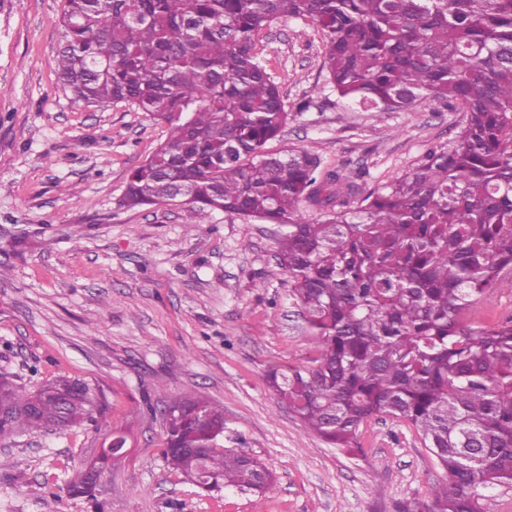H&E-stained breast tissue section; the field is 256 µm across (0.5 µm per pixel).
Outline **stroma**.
Masks as SVG:
<instances>
[{"mask_svg":"<svg viewBox=\"0 0 512 512\" xmlns=\"http://www.w3.org/2000/svg\"><path fill=\"white\" fill-rule=\"evenodd\" d=\"M64 0H0V226L29 229L0 253V372L34 389L59 376L93 389V422L0 438V512H91L64 473L112 431L129 452L105 474L106 512H425L446 472L405 422L376 416L353 448L307 431L267 381L317 355L279 265L277 227L204 211L186 231L182 200L127 208L129 171L168 137L128 103L63 91L55 57ZM257 49L293 114L270 151L306 149L323 168L362 173L364 190L453 142L466 114L426 98L367 110L326 82L321 32L283 18ZM307 111H297L300 101ZM201 396L224 407L227 448L257 455L272 490L209 492L180 482L161 454L160 411Z\"/></svg>","mask_w":512,"mask_h":512,"instance_id":"1","label":"stroma"}]
</instances>
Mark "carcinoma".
Listing matches in <instances>:
<instances>
[{"instance_id": "1", "label": "carcinoma", "mask_w": 512, "mask_h": 512, "mask_svg": "<svg viewBox=\"0 0 512 512\" xmlns=\"http://www.w3.org/2000/svg\"><path fill=\"white\" fill-rule=\"evenodd\" d=\"M283 17L322 31L340 98L380 111L445 99L468 115L455 142L367 194L308 150L269 152L290 112L256 40ZM58 26L64 90L169 127L124 205L176 195L190 227L205 209L282 225L277 258L318 356L268 382L305 428L348 448L374 416L410 424L448 474L429 512H482L481 490L512 485V318H472L512 274V0H65ZM94 404L80 379L27 391L1 372L0 405L16 413L0 437L65 431ZM173 405L172 472L207 491L271 488L260 459L222 444V406ZM67 492L105 512L82 472Z\"/></svg>"}]
</instances>
